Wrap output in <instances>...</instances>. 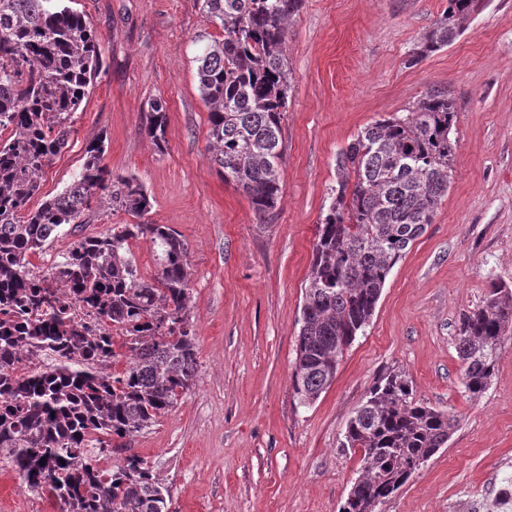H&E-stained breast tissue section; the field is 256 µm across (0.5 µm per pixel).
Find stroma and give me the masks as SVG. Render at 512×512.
<instances>
[{
    "mask_svg": "<svg viewBox=\"0 0 512 512\" xmlns=\"http://www.w3.org/2000/svg\"><path fill=\"white\" fill-rule=\"evenodd\" d=\"M448 0H304L288 26L293 72L282 123V196L256 216L210 160L195 35L214 32L197 0H75L101 35L102 69L69 148L41 178L60 192L103 140L116 175L135 174L152 224L189 247L197 376L178 404L131 439L169 492V512H339L360 456L346 423L374 381L408 376L457 425L376 512H451L460 495L512 479V337L480 397L462 384L455 336L490 283L512 287V0H489L448 48L408 59ZM448 89L458 110L448 196L391 270L365 331L312 404L291 376L300 311L336 156L367 124ZM166 102L165 150L141 128ZM0 512H59L0 464Z\"/></svg>",
    "mask_w": 512,
    "mask_h": 512,
    "instance_id": "1",
    "label": "stroma"
}]
</instances>
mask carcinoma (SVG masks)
<instances>
[{"label": "carcinoma", "instance_id": "1", "mask_svg": "<svg viewBox=\"0 0 512 512\" xmlns=\"http://www.w3.org/2000/svg\"><path fill=\"white\" fill-rule=\"evenodd\" d=\"M198 2L221 32L194 38L211 161L264 216L283 188L288 25L302 0ZM482 4L448 0L408 64L452 44ZM101 67L98 33L84 14L58 0H0V463L53 497L60 512H168V491L137 455L102 469L96 451L150 428L195 384L188 244L168 224L140 222L150 195L138 177L112 176L101 139L85 148L69 185L30 207L45 167L69 146L74 114ZM457 115L452 95L431 89L339 152L299 319L292 389L300 404L332 384L389 273L448 195ZM165 126V101L154 99L144 131L160 150ZM99 195L138 222L81 235L42 270L49 285L39 286L30 258L66 226L83 227ZM140 238L157 254L149 278L132 256ZM59 288L93 308L107 332L96 336L75 320ZM511 332L512 289L493 283L459 320L455 349L471 397L489 388ZM31 347L51 361L21 374L16 364ZM455 427L447 412L415 399L405 375L378 378L346 424L344 447L360 452L361 476L341 512H376Z\"/></svg>", "mask_w": 512, "mask_h": 512}]
</instances>
